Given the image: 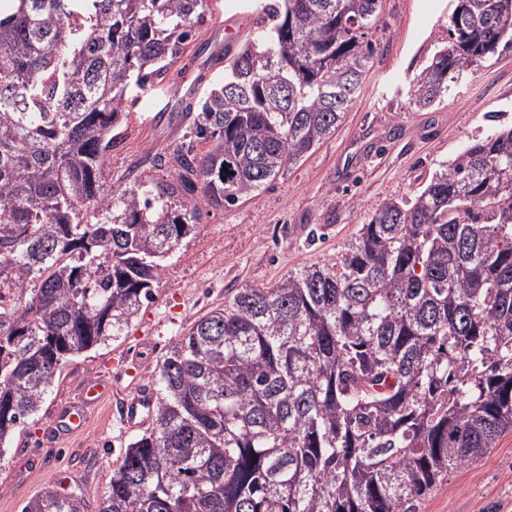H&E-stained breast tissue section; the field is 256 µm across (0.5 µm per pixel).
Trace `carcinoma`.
Returning a JSON list of instances; mask_svg holds the SVG:
<instances>
[{
	"instance_id": "obj_1",
	"label": "carcinoma",
	"mask_w": 512,
	"mask_h": 512,
	"mask_svg": "<svg viewBox=\"0 0 512 512\" xmlns=\"http://www.w3.org/2000/svg\"><path fill=\"white\" fill-rule=\"evenodd\" d=\"M261 38L195 105L173 181L108 188L128 89L161 84L209 0H13L0 15V457L69 358L122 335L192 233L194 199L267 188L336 128L382 0H251ZM413 86L440 101L499 45L512 0H453ZM208 149L200 153L198 145ZM153 422L98 512H419L512 433V127L385 201L336 264L247 285L157 371ZM54 487L21 512H81Z\"/></svg>"
}]
</instances>
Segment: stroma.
<instances>
[{"instance_id":"obj_1","label":"stroma","mask_w":512,"mask_h":512,"mask_svg":"<svg viewBox=\"0 0 512 512\" xmlns=\"http://www.w3.org/2000/svg\"><path fill=\"white\" fill-rule=\"evenodd\" d=\"M450 3L384 0L373 55L335 134L258 195L224 208L201 205L197 227L165 260L152 300L123 336L69 359L40 410L9 442L0 457V512H21L52 485L81 494L84 512H98L133 437L119 404L137 385L154 384L161 360L191 323L236 288L335 263L381 203L413 196L442 162L512 124V48L503 46L433 107L415 104L414 79L448 39ZM194 53L187 48L162 85L128 92L131 114L107 161L111 187L141 190L170 180L171 168L154 159L189 138L180 100L190 89L203 96L223 75L203 71ZM101 374L112 378L111 396L90 409L83 431L58 437L56 409ZM421 512H512V434L487 458L450 474Z\"/></svg>"}]
</instances>
